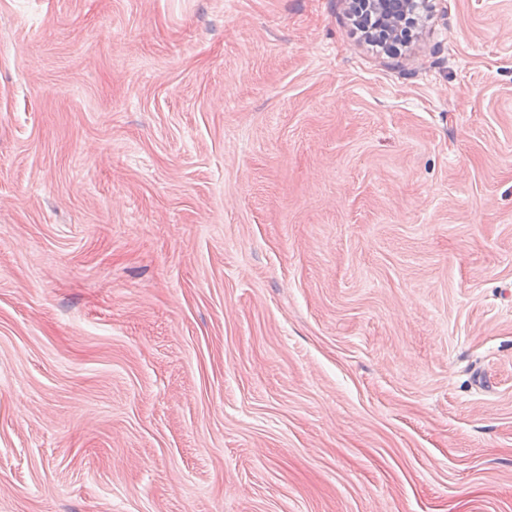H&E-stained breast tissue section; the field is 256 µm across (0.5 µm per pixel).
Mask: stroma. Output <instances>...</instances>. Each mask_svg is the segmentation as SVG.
Returning a JSON list of instances; mask_svg holds the SVG:
<instances>
[{
  "label": "stroma",
  "instance_id": "obj_1",
  "mask_svg": "<svg viewBox=\"0 0 512 512\" xmlns=\"http://www.w3.org/2000/svg\"><path fill=\"white\" fill-rule=\"evenodd\" d=\"M0 512H512V0H0ZM346 8L363 3L375 21V27L390 38H401L407 19L428 18L434 11V0H343Z\"/></svg>",
  "mask_w": 512,
  "mask_h": 512
}]
</instances>
